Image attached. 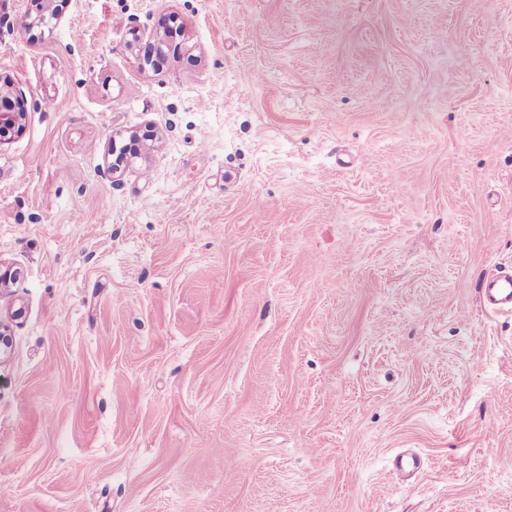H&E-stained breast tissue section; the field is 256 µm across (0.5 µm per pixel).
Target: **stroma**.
<instances>
[{
    "label": "stroma",
    "mask_w": 512,
    "mask_h": 512,
    "mask_svg": "<svg viewBox=\"0 0 512 512\" xmlns=\"http://www.w3.org/2000/svg\"><path fill=\"white\" fill-rule=\"evenodd\" d=\"M56 4L0 0V512H512V0ZM25 118L22 93L0 77V145L8 135L22 129ZM482 307L496 314L512 313V270H495L480 284Z\"/></svg>",
    "instance_id": "35a3bbf8"
}]
</instances>
